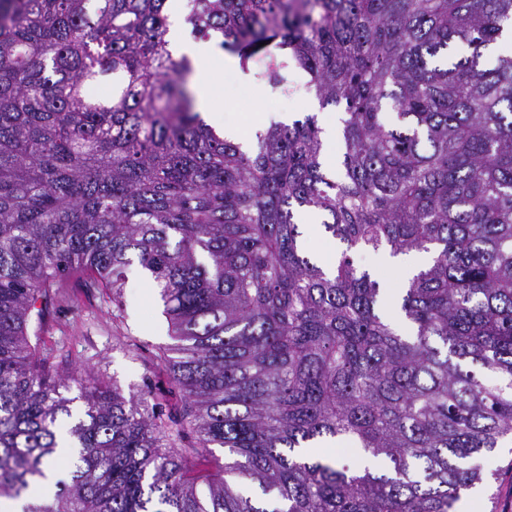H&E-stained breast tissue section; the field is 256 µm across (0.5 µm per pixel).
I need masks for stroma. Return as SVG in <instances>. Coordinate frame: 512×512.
Instances as JSON below:
<instances>
[{"mask_svg": "<svg viewBox=\"0 0 512 512\" xmlns=\"http://www.w3.org/2000/svg\"><path fill=\"white\" fill-rule=\"evenodd\" d=\"M263 66L259 56L245 68L237 58L225 56L218 107L230 125L248 130L256 108L288 112L296 120L310 114L342 117V109L310 105L309 95L300 90L288 95L268 87L255 90L254 75ZM33 332L37 353L52 373L80 368L103 389L142 391L162 413L182 415V394L166 368L171 338L164 303L154 282L138 266L130 267L126 287L117 298L76 276L69 277L63 287L51 288L48 306ZM487 467L498 471L499 479L490 487L496 501L483 503L484 512H512V453L493 452Z\"/></svg>", "mask_w": 512, "mask_h": 512, "instance_id": "1", "label": "stroma"}]
</instances>
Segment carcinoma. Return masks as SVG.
Returning <instances> with one entry per match:
<instances>
[{
    "mask_svg": "<svg viewBox=\"0 0 512 512\" xmlns=\"http://www.w3.org/2000/svg\"><path fill=\"white\" fill-rule=\"evenodd\" d=\"M169 2L0 0V499L450 512L512 438V0H185L193 38L244 69L267 55L258 83L297 69L321 107L343 108L334 171L313 115L245 146L204 122ZM100 83L108 96L88 97ZM301 212L343 245L330 273ZM360 249L432 255L402 288L408 333ZM135 262L165 303L180 419L51 374L31 343L55 280L76 271L119 296ZM62 425L70 470L49 493ZM188 429L224 449L201 482L176 451ZM321 439L388 470L296 452Z\"/></svg>",
    "mask_w": 512,
    "mask_h": 512,
    "instance_id": "obj_1",
    "label": "carcinoma"
}]
</instances>
